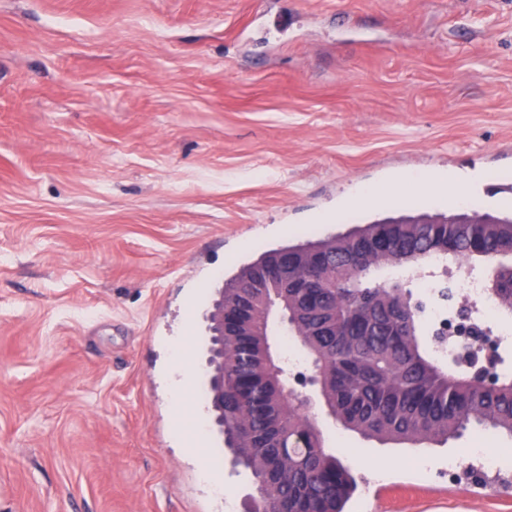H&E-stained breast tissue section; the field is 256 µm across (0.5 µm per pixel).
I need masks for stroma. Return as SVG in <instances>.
Wrapping results in <instances>:
<instances>
[{
    "mask_svg": "<svg viewBox=\"0 0 512 512\" xmlns=\"http://www.w3.org/2000/svg\"><path fill=\"white\" fill-rule=\"evenodd\" d=\"M509 145L512 0H0V512H243L216 286L309 233L510 216ZM437 173L456 195L410 182ZM318 420L362 463L350 512H512L441 476L468 437Z\"/></svg>",
    "mask_w": 512,
    "mask_h": 512,
    "instance_id": "1",
    "label": "stroma"
}]
</instances>
